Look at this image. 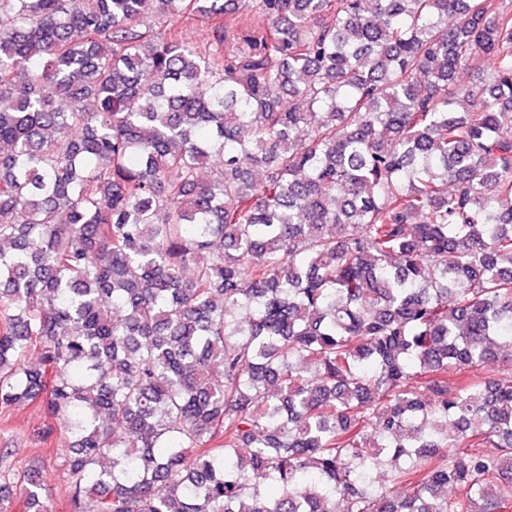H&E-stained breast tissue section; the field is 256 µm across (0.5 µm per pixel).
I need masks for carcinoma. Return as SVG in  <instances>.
<instances>
[{"mask_svg": "<svg viewBox=\"0 0 512 512\" xmlns=\"http://www.w3.org/2000/svg\"><path fill=\"white\" fill-rule=\"evenodd\" d=\"M490 365L503 0H0V409L63 421L69 512H512Z\"/></svg>", "mask_w": 512, "mask_h": 512, "instance_id": "cac0c4a2", "label": "carcinoma"}]
</instances>
